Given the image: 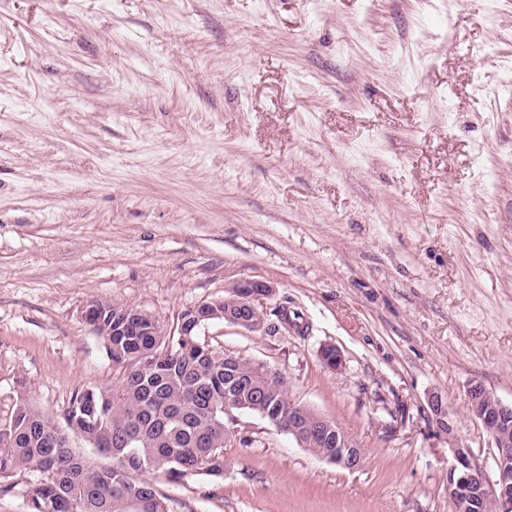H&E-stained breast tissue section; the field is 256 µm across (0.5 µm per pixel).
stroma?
I'll return each mask as SVG.
<instances>
[{"label": "stroma", "instance_id": "stroma-1", "mask_svg": "<svg viewBox=\"0 0 512 512\" xmlns=\"http://www.w3.org/2000/svg\"><path fill=\"white\" fill-rule=\"evenodd\" d=\"M244 279L264 330L207 341L362 464L234 411L223 478L149 474L168 512H452L456 442L495 477L466 391L512 403V0H0V423L111 384L89 300L171 332ZM428 404L439 429L450 437L454 436V421L449 415L442 398L433 395L429 398Z\"/></svg>", "mask_w": 512, "mask_h": 512}]
</instances>
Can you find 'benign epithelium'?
Here are the masks:
<instances>
[{"label":"benign epithelium","instance_id":"obj_1","mask_svg":"<svg viewBox=\"0 0 512 512\" xmlns=\"http://www.w3.org/2000/svg\"><path fill=\"white\" fill-rule=\"evenodd\" d=\"M240 292V301L246 310L234 313L224 312L228 323L256 332L264 328L261 307L275 295L274 287L259 280H241L233 284ZM98 303H88L81 311L82 320L93 327L99 336L113 334L112 324L105 323L96 315ZM320 356L325 365L336 373L342 372L345 362L342 353L331 345L324 346ZM429 409L439 429L448 434V440L454 439V421L449 415L442 398L433 395L428 401ZM467 408L471 417L493 439L498 450L497 476L491 481L477 465L471 449L456 447L453 449V463L448 468V494L452 512H483L490 508L493 512H512V405L500 399L478 383H472L467 389ZM311 415L317 424V430L329 443L336 445V456L330 463L346 469H354L360 463V451L352 443L347 433L333 429L311 408L293 400L289 401L288 414L276 415L269 419L277 428L288 432L306 448L310 443L307 425L301 424V418Z\"/></svg>","mask_w":512,"mask_h":512}]
</instances>
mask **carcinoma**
Instances as JSON below:
<instances>
[{
    "instance_id": "1",
    "label": "carcinoma",
    "mask_w": 512,
    "mask_h": 512,
    "mask_svg": "<svg viewBox=\"0 0 512 512\" xmlns=\"http://www.w3.org/2000/svg\"><path fill=\"white\" fill-rule=\"evenodd\" d=\"M150 323L158 325L150 315H134L127 335L109 337L112 385L76 392L62 422L22 397L0 424V476L20 468L40 475L30 512H167L142 475L224 476L231 380L246 381L243 400L288 411L286 380L269 382L247 361L227 365L224 351L199 336H150L142 331ZM74 436L111 462L100 465L73 448Z\"/></svg>"
}]
</instances>
